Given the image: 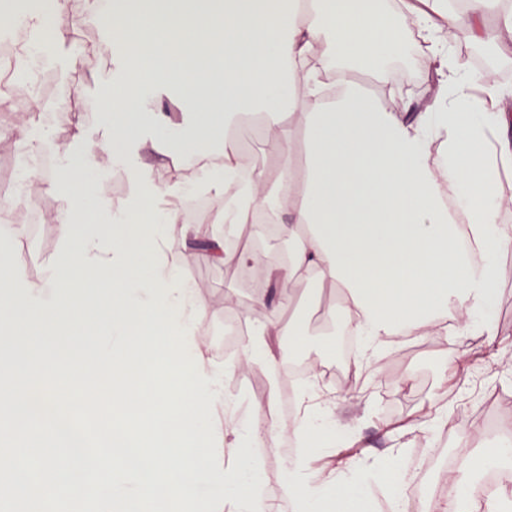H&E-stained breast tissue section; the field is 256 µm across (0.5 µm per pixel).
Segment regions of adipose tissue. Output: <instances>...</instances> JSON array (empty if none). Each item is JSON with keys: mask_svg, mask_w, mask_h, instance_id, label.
Instances as JSON below:
<instances>
[{"mask_svg": "<svg viewBox=\"0 0 512 512\" xmlns=\"http://www.w3.org/2000/svg\"><path fill=\"white\" fill-rule=\"evenodd\" d=\"M166 2L161 11H124L104 0H51L32 20L41 33L58 16L78 24L94 15L118 61L101 89L112 107L100 116V136L77 131L66 165L50 177L61 246L41 282L11 264L15 231L0 227V385L18 383L36 350L55 360L95 353L140 326L150 336L166 326L190 329L189 348L201 355L193 331L206 306L180 274L187 242L203 234L183 220L192 194L223 199L228 224L254 223L261 211L288 214V260L273 275L341 288L347 327L364 338L359 364L377 363L392 336H493L498 257L512 243L503 220L512 196L496 182L497 168L512 165V90L491 72L475 78L453 41L464 22L472 38L496 37L502 56H511L512 11H502L501 0H469L463 13L452 0H225L223 12L204 15L198 0ZM491 12L500 18L493 35L484 26ZM409 21L439 83L404 115L368 96L353 73L397 84L387 64L402 52ZM320 41L331 59L318 65ZM166 98L180 102L181 121L164 113ZM256 118L280 159L272 183L259 165L248 181L235 175L231 132ZM171 144L193 157V175L162 185L151 160ZM105 157L135 186L124 200H112L98 174ZM288 302L256 299L265 314L247 320L239 358L203 357L226 449L243 422L225 382L244 361L277 371V339L294 350L308 341L299 321L283 322ZM445 310L452 320L441 319ZM317 383L310 375L298 392L304 407L289 430L301 452L283 466L285 494L302 512H367L375 486L406 501L410 482L397 461L316 466L321 448L350 434L331 407L307 411ZM495 454L465 461L453 477L455 496L433 502L431 512H512V496L485 495L474 477Z\"/></svg>", "mask_w": 512, "mask_h": 512, "instance_id": "adipose-tissue-1", "label": "adipose tissue"}]
</instances>
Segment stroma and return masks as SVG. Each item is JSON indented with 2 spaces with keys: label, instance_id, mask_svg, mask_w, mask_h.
I'll return each mask as SVG.
<instances>
[{
  "label": "stroma",
  "instance_id": "stroma-1",
  "mask_svg": "<svg viewBox=\"0 0 512 512\" xmlns=\"http://www.w3.org/2000/svg\"><path fill=\"white\" fill-rule=\"evenodd\" d=\"M57 26L76 46L77 53L55 67V76L67 86L78 85L84 90L83 99L74 102L72 111L57 116L61 147L66 150L77 129L90 132L97 128L98 113L86 111L85 105L97 101L99 88L116 63L96 20L75 25L63 15ZM405 38L408 51L399 60L408 70L405 90L394 93L367 73L357 75L365 92L396 109L424 103L436 84L416 29L407 27ZM26 246V254L15 255L14 262L36 282L60 247L55 223L45 224L36 238L27 239ZM498 266V298L493 312L495 343H488L482 336L462 334L451 342L432 336L415 344H395L377 367L354 363L347 368L346 379L327 380L323 390L334 398L336 417L351 427L354 439L326 447L322 464L338 468L362 454L381 461L391 456L396 447L405 460L426 454L436 446L453 454L461 438L468 440L472 456L482 457L489 443L483 423L475 415L479 409L493 414L502 428L512 430V369L505 363L506 356L512 355V246L500 254ZM181 271L195 283L207 306L198 336L200 344L211 354L224 355L225 304L236 302L238 319L261 317V310L252 308L251 300L269 290L267 267L254 268L251 278H243L239 268L215 261L206 240L201 239L185 251ZM289 288L295 304L284 310V320H303L311 330L303 358L329 365L331 354L324 349L322 338L329 315L322 306L335 301V287L322 285L315 289L307 280L295 279ZM452 349L461 362L456 370L448 366V352ZM229 387L232 395L240 398L245 412L269 414L270 380L264 365H250L243 375L231 378ZM434 405L448 409L445 428L400 438L402 425L426 421Z\"/></svg>",
  "mask_w": 512,
  "mask_h": 512
}]
</instances>
